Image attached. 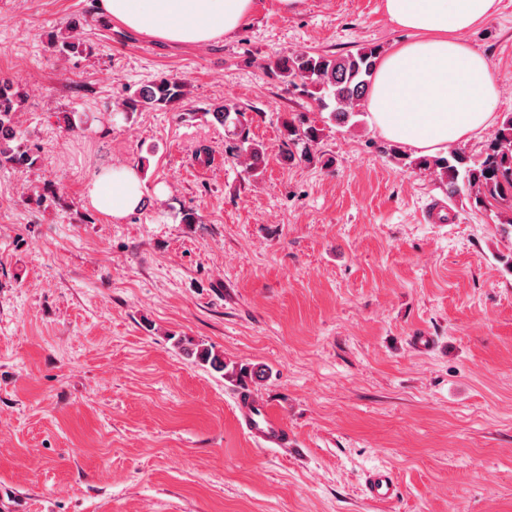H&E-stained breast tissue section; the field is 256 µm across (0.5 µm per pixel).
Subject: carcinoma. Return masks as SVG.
<instances>
[{"label": "carcinoma", "mask_w": 512, "mask_h": 512, "mask_svg": "<svg viewBox=\"0 0 512 512\" xmlns=\"http://www.w3.org/2000/svg\"><path fill=\"white\" fill-rule=\"evenodd\" d=\"M80 43L72 36L51 41V49L64 57L77 51ZM383 53L377 44L360 46L346 55L298 51L271 61L267 70L288 93L311 98L324 110H330L331 119L346 125L363 115V102L371 85L378 59ZM186 93L184 84L173 77H162L136 89L121 102L126 113L144 108L177 110L183 107ZM24 94L6 79H0V166L25 169L34 166L38 154L24 142L22 131L15 121ZM216 122L224 126L230 145L226 153L247 168L256 171L264 162L262 145L250 138L246 113L234 105H220L211 112ZM289 156L291 148L302 146L300 158L311 163V148L322 140V129L309 125L303 115L284 123ZM394 157L408 161V166L431 170L448 186V197H465L474 208L494 206L499 209V223L512 228V113L504 114L482 157L473 161L460 149H450L446 155L415 159L388 149ZM197 360L216 371L226 369L224 358L213 348L201 347Z\"/></svg>", "instance_id": "cac0c4a2"}]
</instances>
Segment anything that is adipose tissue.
I'll return each mask as SVG.
<instances>
[{"label": "adipose tissue", "instance_id": "ef3b65f1", "mask_svg": "<svg viewBox=\"0 0 512 512\" xmlns=\"http://www.w3.org/2000/svg\"><path fill=\"white\" fill-rule=\"evenodd\" d=\"M255 0H101L107 20L172 44H204L244 26ZM501 0H384L386 16L412 33L376 65L366 95L377 133L425 155L477 138L495 121L498 87L487 57L462 33L492 21ZM148 192L138 170H96L86 205L111 221L137 213Z\"/></svg>", "mask_w": 512, "mask_h": 512}]
</instances>
